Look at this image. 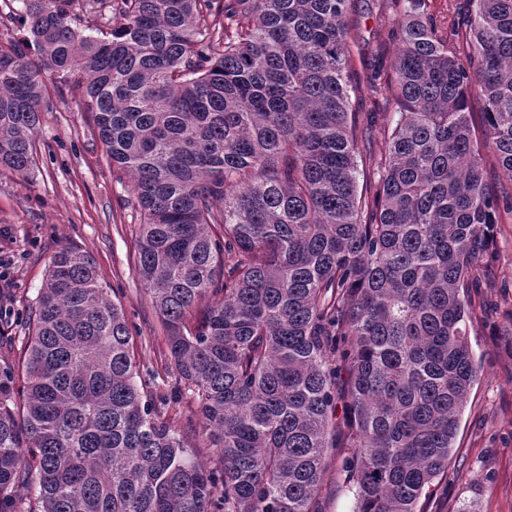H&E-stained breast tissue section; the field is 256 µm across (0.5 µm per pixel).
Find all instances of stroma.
Returning a JSON list of instances; mask_svg holds the SVG:
<instances>
[{
    "instance_id": "obj_1",
    "label": "stroma",
    "mask_w": 512,
    "mask_h": 512,
    "mask_svg": "<svg viewBox=\"0 0 512 512\" xmlns=\"http://www.w3.org/2000/svg\"><path fill=\"white\" fill-rule=\"evenodd\" d=\"M385 0H353L347 15L348 59L358 75L351 109L390 125L394 105L370 82L399 50ZM50 109L35 136V169L21 176L0 168V257L12 260L10 285L0 287V334L14 337L8 357L18 367L24 319L55 253L72 246L91 255L99 283L129 323L137 383L176 430L195 418L193 392L171 367L163 325L137 271L141 215L130 177L113 168L90 113L73 92L50 88ZM494 262L471 289L469 344L478 381L462 414L448 475L423 512H512V214L501 212L491 244ZM350 448L330 449L313 512H354Z\"/></svg>"
}]
</instances>
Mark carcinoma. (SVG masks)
Wrapping results in <instances>:
<instances>
[{
    "instance_id": "cac0c4a2",
    "label": "carcinoma",
    "mask_w": 512,
    "mask_h": 512,
    "mask_svg": "<svg viewBox=\"0 0 512 512\" xmlns=\"http://www.w3.org/2000/svg\"><path fill=\"white\" fill-rule=\"evenodd\" d=\"M15 2L0 168L36 165L48 84L83 99L132 178L137 273L201 424L146 399L123 310L64 247L28 310L22 408L0 378V512H312L338 443L356 512H420L477 380L466 294L512 213L483 169L512 182V0L462 24L389 0L382 130L350 111V0Z\"/></svg>"
}]
</instances>
